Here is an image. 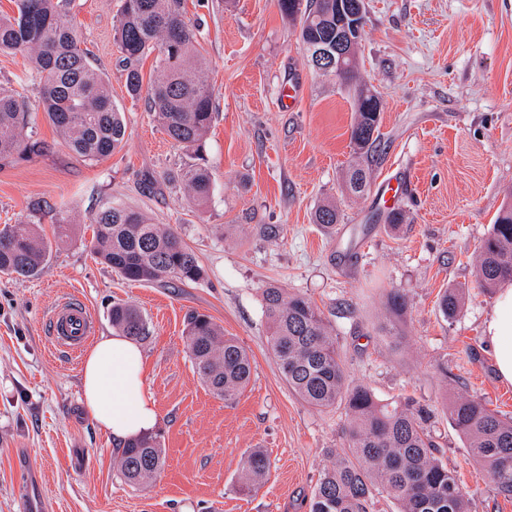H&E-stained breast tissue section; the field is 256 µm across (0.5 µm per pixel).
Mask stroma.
<instances>
[{
    "label": "stroma",
    "instance_id": "1",
    "mask_svg": "<svg viewBox=\"0 0 512 512\" xmlns=\"http://www.w3.org/2000/svg\"><path fill=\"white\" fill-rule=\"evenodd\" d=\"M119 6L71 0L70 11L125 114L122 147L83 160L37 113L32 131L47 152L0 164V225L32 221L50 238L58 212L71 218L37 277L0 274V512H23L16 488L26 473L52 512H309L331 451L345 446V413L313 409L289 389L267 338L261 293L269 283L319 307L353 381L385 401L410 396L438 408L433 434L472 496L471 512H512V498L494 491L444 413L472 396L512 417V386L500 381L484 337L495 296L475 273L480 243L512 204V0H366L359 73L380 97L381 121L373 180L356 199L342 190L353 101L338 78L311 66L298 23L278 0H184L215 112L203 149L214 187L203 207L178 177L190 152L172 145L146 97L127 93L112 40ZM289 85L292 110L281 103ZM0 86L36 106L24 55L0 53ZM392 176L408 187L396 229L377 196ZM327 199L341 213L331 237L314 222ZM109 201L176 228L203 279L131 282L99 263L88 248L91 219ZM264 224L277 236L264 237ZM449 288L464 292L452 319L439 310ZM393 290L407 299L399 317L387 306ZM70 294L87 305L97 335H112L119 301L147 321L144 392L159 412L165 456L148 486L120 478L111 435L85 409L81 364L50 348L47 314ZM190 310L254 360L233 402L213 396L194 370ZM254 448L270 466L261 487L243 495L238 478Z\"/></svg>",
    "mask_w": 512,
    "mask_h": 512
}]
</instances>
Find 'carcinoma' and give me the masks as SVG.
I'll use <instances>...</instances> for the list:
<instances>
[{
	"instance_id": "1",
	"label": "carcinoma",
	"mask_w": 512,
	"mask_h": 512,
	"mask_svg": "<svg viewBox=\"0 0 512 512\" xmlns=\"http://www.w3.org/2000/svg\"><path fill=\"white\" fill-rule=\"evenodd\" d=\"M184 0H122L113 41L127 70L132 96L143 88L140 61L160 54L148 86L150 111L173 144L203 159L204 138L214 112L212 93L202 78L197 33L187 21ZM17 14L0 15V52L27 54L34 61L39 105L69 149L89 161L107 158L126 135L123 113L112 104V89L81 49L80 33L70 15V0H15ZM281 13L299 21L301 45L311 48L336 42L341 19L336 0H278ZM351 130L355 160L345 176L346 190L360 196L369 184L366 167L375 148L380 113L365 112L354 102ZM30 114L25 100L0 88V161L31 159L44 147L25 134ZM195 205L210 200L212 176L201 164L181 173ZM315 223L332 230L336 205L319 206ZM90 250L104 265L131 281L196 283L203 278L198 259L179 232L154 224L143 213L108 204L92 218ZM52 254V243L35 224H5L0 228V273L32 278ZM476 277L491 291L512 281V206L502 208L483 240L476 260ZM269 343L290 390L308 406L345 411V450L321 475L310 499L309 512H370L375 493L384 491L396 512H471L469 493L443 460L432 434L435 409L410 397L386 403L366 385L352 383L336 348L334 330L306 297L290 294L278 284L262 289ZM462 292L452 288L440 298L447 318L461 310ZM112 327L121 335L143 339L145 317L127 303L110 311ZM190 357L201 382L226 402L248 385L252 360L234 339L205 314L185 316ZM448 421L465 440L470 455L486 471L494 490L512 496V418L492 412L479 399L462 396L448 406ZM115 464L125 483L142 487L161 473L165 458L159 441L144 437L124 446ZM269 468L260 448L247 456L239 476L240 490H255Z\"/></svg>"
}]
</instances>
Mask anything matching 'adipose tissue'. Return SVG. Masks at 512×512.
<instances>
[{"mask_svg": "<svg viewBox=\"0 0 512 512\" xmlns=\"http://www.w3.org/2000/svg\"><path fill=\"white\" fill-rule=\"evenodd\" d=\"M500 379L512 384V284L502 285L485 322ZM144 354L132 338L103 336L82 365L83 401L90 417L122 446L151 434L159 422L154 402L143 393Z\"/></svg>", "mask_w": 512, "mask_h": 512, "instance_id": "ef3b65f1", "label": "adipose tissue"}]
</instances>
